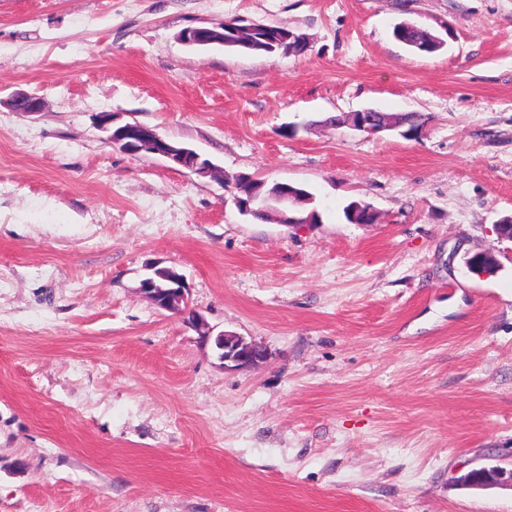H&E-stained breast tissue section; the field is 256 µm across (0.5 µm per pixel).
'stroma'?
I'll use <instances>...</instances> for the list:
<instances>
[{"instance_id":"1","label":"stroma","mask_w":512,"mask_h":512,"mask_svg":"<svg viewBox=\"0 0 512 512\" xmlns=\"http://www.w3.org/2000/svg\"><path fill=\"white\" fill-rule=\"evenodd\" d=\"M235 17L307 49L178 38ZM401 22L445 47L412 52ZM364 108L429 122L333 125ZM101 112L304 186L319 223L241 214L107 144ZM354 199L376 223L346 221ZM506 216L512 0H0V512H512V489L456 483L512 467ZM154 266L264 360L225 369L142 292Z\"/></svg>"}]
</instances>
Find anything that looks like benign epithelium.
<instances>
[{
  "mask_svg": "<svg viewBox=\"0 0 512 512\" xmlns=\"http://www.w3.org/2000/svg\"><path fill=\"white\" fill-rule=\"evenodd\" d=\"M180 39L189 46L209 47L224 43V31L215 27L198 26L186 28L180 33ZM6 104L10 108L21 106V111L36 113L43 109V101L39 97L24 93H16L8 98ZM355 117L352 129L368 134H379L390 130L376 116L375 110L364 109L351 113ZM99 128L107 133L106 140L112 146L128 153L146 152L157 155L168 163L198 175H211L218 172V166L212 161L201 162V155L195 150L177 146L164 139L157 130L140 122L116 123L114 114L103 112L99 116ZM167 281L165 288L154 287L153 280L146 278L141 282V290L159 309L177 312L180 304L187 300V288L181 275L162 268L158 272ZM189 324L200 332L205 342H213L218 358L224 368L238 370L253 366L263 358V353L243 338L228 332L212 335L204 318L195 314ZM474 478H464V486L471 489H483L490 486H505L512 489V469L503 467H482L473 470Z\"/></svg>",
  "mask_w": 512,
  "mask_h": 512,
  "instance_id": "obj_1",
  "label": "benign epithelium"
}]
</instances>
